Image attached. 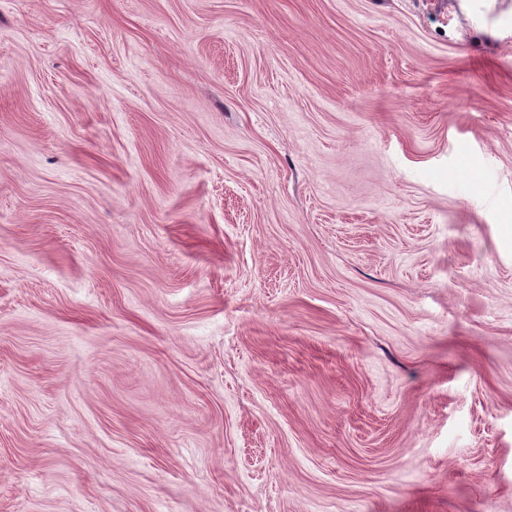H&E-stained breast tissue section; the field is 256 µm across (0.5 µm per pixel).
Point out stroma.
<instances>
[{
  "label": "stroma",
  "mask_w": 512,
  "mask_h": 512,
  "mask_svg": "<svg viewBox=\"0 0 512 512\" xmlns=\"http://www.w3.org/2000/svg\"><path fill=\"white\" fill-rule=\"evenodd\" d=\"M0 512H512V0H0Z\"/></svg>",
  "instance_id": "35a3bbf8"
}]
</instances>
